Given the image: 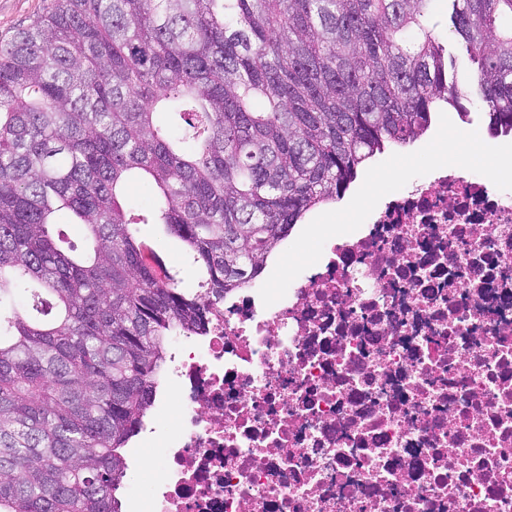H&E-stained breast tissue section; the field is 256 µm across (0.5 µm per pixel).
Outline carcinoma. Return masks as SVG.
Segmentation results:
<instances>
[{
	"label": "carcinoma",
	"instance_id": "obj_1",
	"mask_svg": "<svg viewBox=\"0 0 512 512\" xmlns=\"http://www.w3.org/2000/svg\"><path fill=\"white\" fill-rule=\"evenodd\" d=\"M441 103L512 135V0H54L0 45V512H122L169 337ZM140 235L145 242L154 248L173 271L178 272L184 285L191 287L196 282L195 269L186 261L180 244L166 236L157 225L140 224Z\"/></svg>",
	"mask_w": 512,
	"mask_h": 512
}]
</instances>
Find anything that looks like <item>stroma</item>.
Wrapping results in <instances>:
<instances>
[{
  "label": "stroma",
  "mask_w": 512,
  "mask_h": 512,
  "mask_svg": "<svg viewBox=\"0 0 512 512\" xmlns=\"http://www.w3.org/2000/svg\"><path fill=\"white\" fill-rule=\"evenodd\" d=\"M52 5L53 0H0V43L11 40L20 28ZM450 134L459 140L461 148L468 151L461 163L464 175L481 177L495 187L512 184V172L500 166L503 156L512 155V137L491 138L481 119L465 124L454 111L447 109L434 113L432 127L422 139L407 149L386 154L374 163L373 169L381 174V181L361 179L339 206L313 213L309 218L310 224L335 225L351 233L359 231L364 222L366 204L382 203L406 186L431 178L442 163L441 145ZM140 235L163 257L169 268L178 272L185 286L195 284L196 272L186 261L175 239L152 224L141 225ZM146 425V430L133 438L128 455H135L140 448L159 451L163 443L175 436L173 409L166 392L158 393Z\"/></svg>",
  "instance_id": "35a3bbf8"
}]
</instances>
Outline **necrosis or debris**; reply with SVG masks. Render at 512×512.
Returning <instances> with one entry per match:
<instances>
[{"mask_svg":"<svg viewBox=\"0 0 512 512\" xmlns=\"http://www.w3.org/2000/svg\"><path fill=\"white\" fill-rule=\"evenodd\" d=\"M172 357L139 512H512V186L455 163Z\"/></svg>","mask_w":512,"mask_h":512,"instance_id":"4bbe7bcc","label":"necrosis or debris"}]
</instances>
